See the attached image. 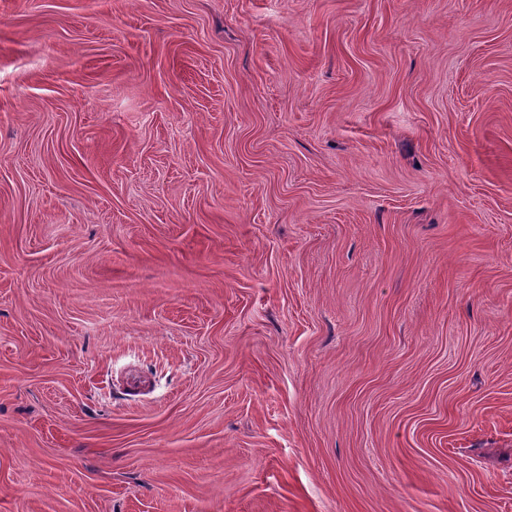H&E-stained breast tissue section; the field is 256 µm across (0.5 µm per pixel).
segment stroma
Listing matches in <instances>:
<instances>
[{"label":"stroma","mask_w":512,"mask_h":512,"mask_svg":"<svg viewBox=\"0 0 512 512\" xmlns=\"http://www.w3.org/2000/svg\"><path fill=\"white\" fill-rule=\"evenodd\" d=\"M0 512H512V0H0Z\"/></svg>","instance_id":"obj_1"}]
</instances>
